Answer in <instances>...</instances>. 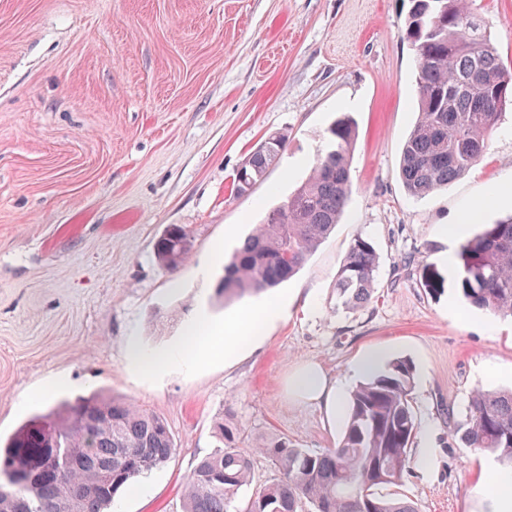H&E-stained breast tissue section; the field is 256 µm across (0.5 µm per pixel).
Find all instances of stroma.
<instances>
[{
  "mask_svg": "<svg viewBox=\"0 0 512 512\" xmlns=\"http://www.w3.org/2000/svg\"><path fill=\"white\" fill-rule=\"evenodd\" d=\"M474 7L512 68V0ZM407 0H0V437L59 401L100 393L161 415L177 445L137 478L117 512H180L188 474L216 442L288 436L335 447L345 417L289 395L315 363L343 380L373 349L415 365L419 431L435 434L431 475L410 463L399 487L418 512H485L479 453L453 428L476 390L512 388V318L468 305L441 260L444 230L468 234L512 214V109L464 175L423 198L400 178L415 119L417 56ZM358 126L352 193L334 233L276 288L288 309L232 362L176 356L184 327L224 321L216 252L231 254L325 153L338 113ZM288 143L244 195L233 177L270 134ZM184 225L189 260L161 267L154 243ZM380 257L376 297L337 305L352 240ZM170 350L143 375L127 346Z\"/></svg>",
  "mask_w": 512,
  "mask_h": 512,
  "instance_id": "35a3bbf8",
  "label": "stroma"
}]
</instances>
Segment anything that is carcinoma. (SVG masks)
Segmentation results:
<instances>
[{"mask_svg": "<svg viewBox=\"0 0 512 512\" xmlns=\"http://www.w3.org/2000/svg\"><path fill=\"white\" fill-rule=\"evenodd\" d=\"M404 38L415 49L417 120L402 150L406 191L425 196L481 161L502 111L512 102V71L503 67L482 29L472 0H410ZM507 83L493 109L479 81ZM331 148L288 200L269 210L227 262L215 288L224 302L274 288L294 277L334 230L351 192V162L358 131L348 115L327 128ZM288 142L270 135L237 170L244 194L262 182ZM186 227L168 225L154 244L159 265L174 270L190 256ZM454 262L463 298L498 316H512V216L464 238ZM379 256L365 237L353 239L336 290L347 309L369 304ZM415 367L395 359L350 395L336 447L311 452L286 436L258 445L277 477L249 498L242 512H418L383 486L402 482L417 426L412 389ZM216 449L188 475L182 512H233L251 481L253 460L233 428L213 423ZM453 435L467 448L488 451L512 469V390L477 391L466 422ZM176 448L167 421L120 398L93 396L64 403L23 425L0 445V512H112V502L134 478L165 466ZM107 482L95 484L98 476Z\"/></svg>", "mask_w": 512, "mask_h": 512, "instance_id": "1", "label": "carcinoma"}]
</instances>
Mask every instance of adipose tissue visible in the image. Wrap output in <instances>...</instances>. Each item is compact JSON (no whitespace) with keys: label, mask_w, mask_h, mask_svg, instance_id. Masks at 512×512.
I'll list each match as a JSON object with an SVG mask.
<instances>
[{"label":"adipose tissue","mask_w":512,"mask_h":512,"mask_svg":"<svg viewBox=\"0 0 512 512\" xmlns=\"http://www.w3.org/2000/svg\"><path fill=\"white\" fill-rule=\"evenodd\" d=\"M283 303L277 298L260 300L247 308L226 315L223 327L208 334L190 331L185 338L189 348L195 349L204 360H232L240 351V339L253 336L263 327L278 320ZM289 392L297 398L321 404L328 417H335L346 406V399L335 380L329 378L317 365L308 364L292 374L288 380Z\"/></svg>","instance_id":"ef3b65f1"}]
</instances>
